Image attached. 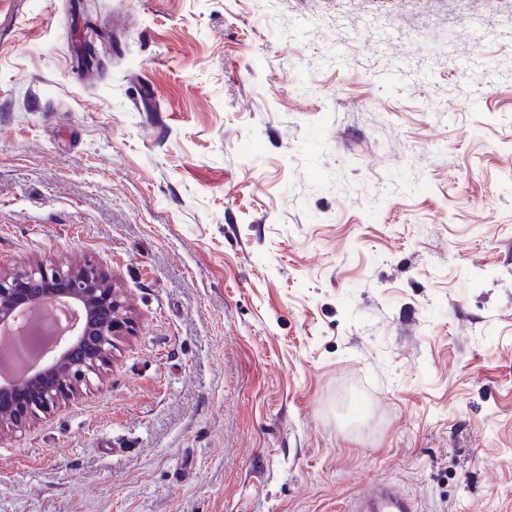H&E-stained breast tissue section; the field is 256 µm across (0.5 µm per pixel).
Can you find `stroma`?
Returning a JSON list of instances; mask_svg holds the SVG:
<instances>
[{
	"mask_svg": "<svg viewBox=\"0 0 512 512\" xmlns=\"http://www.w3.org/2000/svg\"><path fill=\"white\" fill-rule=\"evenodd\" d=\"M499 9L0 0V269L92 261L136 321L0 435V512H343L380 479L512 512Z\"/></svg>",
	"mask_w": 512,
	"mask_h": 512,
	"instance_id": "stroma-1",
	"label": "stroma"
}]
</instances>
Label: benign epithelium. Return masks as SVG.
Here are the masks:
<instances>
[{
    "label": "benign epithelium",
    "instance_id": "7a95c632",
    "mask_svg": "<svg viewBox=\"0 0 512 512\" xmlns=\"http://www.w3.org/2000/svg\"><path fill=\"white\" fill-rule=\"evenodd\" d=\"M57 304L72 310L74 320L30 365L26 381L0 380L1 429H20L80 394L111 362L116 342L134 334L121 290L94 263L71 267L35 262L18 271L0 270V322H15L19 349L29 346L32 313Z\"/></svg>",
    "mask_w": 512,
    "mask_h": 512
}]
</instances>
